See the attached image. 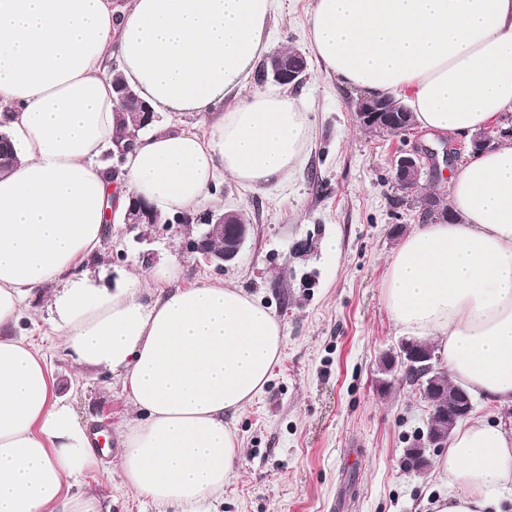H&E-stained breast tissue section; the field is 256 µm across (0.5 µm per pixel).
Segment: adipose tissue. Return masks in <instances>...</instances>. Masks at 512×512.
Returning a JSON list of instances; mask_svg holds the SVG:
<instances>
[{
    "instance_id": "ef3b65f1",
    "label": "adipose tissue",
    "mask_w": 512,
    "mask_h": 512,
    "mask_svg": "<svg viewBox=\"0 0 512 512\" xmlns=\"http://www.w3.org/2000/svg\"><path fill=\"white\" fill-rule=\"evenodd\" d=\"M274 0H0V512H102L77 477L103 461L23 335L26 299L61 282L53 328L76 368L118 372L124 485L161 512H207L242 448L228 421L263 390L284 327L243 289L178 286L170 265L110 291L78 279L100 254L112 203L134 194L193 212L219 177L287 181L311 137L308 104L246 86L271 49ZM310 46L366 96L397 95L430 134L469 139L512 114V0H314ZM160 113L132 151L111 68ZM123 153L121 163L107 153ZM456 221L414 225L381 282L391 320L437 342L451 381L484 396L448 439L434 512H501L512 498V139L470 153L449 182Z\"/></svg>"
}]
</instances>
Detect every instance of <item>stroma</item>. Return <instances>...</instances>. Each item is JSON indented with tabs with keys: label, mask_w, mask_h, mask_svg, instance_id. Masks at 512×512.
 <instances>
[{
	"label": "stroma",
	"mask_w": 512,
	"mask_h": 512,
	"mask_svg": "<svg viewBox=\"0 0 512 512\" xmlns=\"http://www.w3.org/2000/svg\"><path fill=\"white\" fill-rule=\"evenodd\" d=\"M313 0H277L270 26L274 50L308 58L297 96L311 105L312 138L288 182L260 190L225 177L210 206L243 214L252 226L237 260L216 271L185 250V234L158 225L137 239L109 224L107 259L89 260L87 278L114 281L118 270L178 265L188 286L216 278L234 283L269 306L285 328L282 357L264 390L229 421L243 453L237 474L210 512H429L448 483L437 469H405V448L425 429L428 408L419 392L395 377L382 388L379 360L404 337L387 311L380 284L401 236L420 212L394 207L397 155L438 149L441 137L412 128L403 136L360 127L357 92L326 74L309 47ZM336 240L335 253L322 248ZM307 250H294L298 240ZM51 289L31 295L25 327L50 363L60 397L86 423L116 433L129 413L110 370L74 369L52 334ZM107 512H157L109 467L85 474Z\"/></svg>",
	"instance_id": "35a3bbf8"
}]
</instances>
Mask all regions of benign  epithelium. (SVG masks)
I'll return each instance as SVG.
<instances>
[{
	"instance_id": "7a95c632",
	"label": "benign epithelium",
	"mask_w": 512,
	"mask_h": 512,
	"mask_svg": "<svg viewBox=\"0 0 512 512\" xmlns=\"http://www.w3.org/2000/svg\"><path fill=\"white\" fill-rule=\"evenodd\" d=\"M307 78V61L300 53L280 51L269 55L263 62L262 79L272 81L291 88L300 87ZM141 112L136 130L130 133L131 139H136L138 131L154 124L159 116L144 102L140 103ZM356 118L360 125L372 132L398 131L401 127L400 114L385 103V98L361 97L354 104ZM422 154L418 151L404 152L394 163L392 182L395 190L401 193L413 194L424 174L421 162ZM122 221L130 229L141 224L156 225L162 221L159 213L152 205L137 196H129L128 204L123 209ZM177 223L185 227L192 237L185 243L186 250L198 254L213 265L215 270H224V265L234 262L247 243L251 228L241 220L240 214L221 208L205 209L198 213L182 214L175 220L165 219L162 223L169 225ZM418 362L424 373L431 375L428 384L422 388L423 397L428 410L439 407L442 421L448 422V429H453L456 423L466 419L473 411L470 393L458 387L457 397L453 401H444L436 381L439 379L438 369L432 362V357L419 350L417 340L404 339L398 350L387 353L382 358V371L385 374L401 371L407 362ZM443 447L442 437L436 434V426H431L427 434L420 436L418 447L408 448L415 461L416 470L427 471L432 467V459L427 455V448Z\"/></svg>"
}]
</instances>
